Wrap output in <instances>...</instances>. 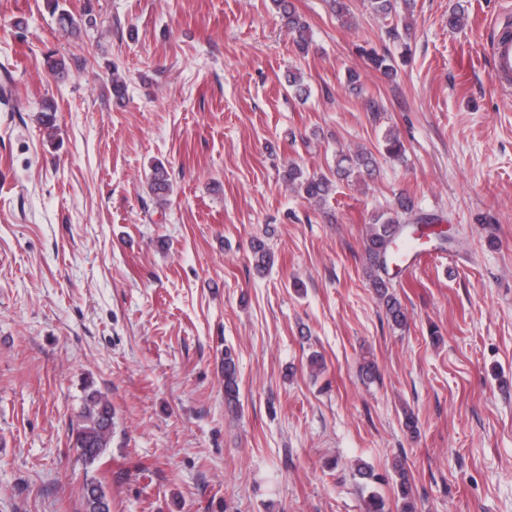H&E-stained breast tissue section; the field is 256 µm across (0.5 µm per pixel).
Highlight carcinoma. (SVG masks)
Segmentation results:
<instances>
[{
    "label": "carcinoma",
    "instance_id": "obj_1",
    "mask_svg": "<svg viewBox=\"0 0 512 512\" xmlns=\"http://www.w3.org/2000/svg\"><path fill=\"white\" fill-rule=\"evenodd\" d=\"M272 5L282 18L286 20L288 29L300 53L307 54L311 44L310 26L297 15L288 0H271ZM371 12L377 16L388 17L397 13L398 0H368ZM46 7L56 23L64 31L79 26L78 18L67 10L60 8L59 0H46ZM361 56L365 57L370 66L391 78L397 74L393 59L379 53L375 48L358 47ZM383 152L394 158L405 155L406 147L399 135L389 132L382 141ZM375 157L372 151L360 148L349 153L336 155V175L348 178L360 176L372 171ZM283 179L296 193L316 204L327 200L333 191V181L326 175H307L296 164L285 170ZM149 188L153 194L163 196L170 191L171 182L167 168L160 162L152 165L149 177ZM433 223V219L422 217L415 212V204L411 197L401 194L396 197L394 205L387 211L374 216L368 225L365 249L369 263L370 277L374 288L383 303L386 316L392 324L402 327L406 323V315L402 304L393 291L390 279L386 278L390 264L395 262L396 254L393 245L415 243L417 226ZM224 400L228 406H237L239 402V385L237 366L229 349H224ZM113 411L112 403L101 392L92 390L84 398L83 406L78 415L75 431L74 448L79 459L86 465L99 460L110 447L112 441ZM398 477L399 494L395 507H390L384 498L375 493L365 501V512H417L407 471L395 467ZM82 501L84 512H111L110 502L100 484L90 481L83 487Z\"/></svg>",
    "mask_w": 512,
    "mask_h": 512
}]
</instances>
